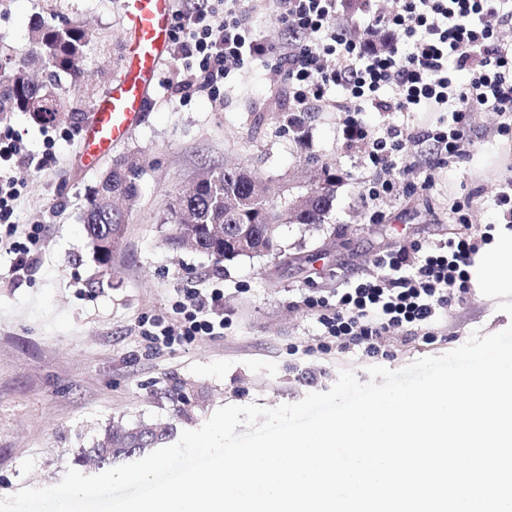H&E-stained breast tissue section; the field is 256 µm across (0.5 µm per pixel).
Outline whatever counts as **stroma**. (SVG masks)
I'll return each instance as SVG.
<instances>
[{"instance_id": "obj_1", "label": "stroma", "mask_w": 512, "mask_h": 512, "mask_svg": "<svg viewBox=\"0 0 512 512\" xmlns=\"http://www.w3.org/2000/svg\"><path fill=\"white\" fill-rule=\"evenodd\" d=\"M253 26L285 43L292 34L272 0H246ZM88 29L78 78L63 77L68 119L35 123L25 112L0 119V140L20 139L33 166L18 165L22 183L11 223L0 224V497L60 482L74 452L112 426L170 423L199 428L219 407H274L328 391L340 370L367 382L371 359L321 347V330L302 296L335 298L344 281L375 275V255L413 242L454 237L452 201H470L474 234L494 223V198L512 176V130L487 109L471 114L469 158L439 165L431 143L413 149L416 179L408 194L401 168L389 196L372 200L375 173L361 145L349 143L346 113L327 102L296 108L282 71L253 64L232 70L219 95L192 87L181 63L161 66L152 102L127 138L90 169L79 162L81 131L94 100L109 86L125 52L123 0H0V54L26 47L43 18ZM299 111L300 133L284 132L281 114ZM137 157L142 175L135 204L107 263L83 229L87 200L113 163ZM238 165L257 174L276 205L310 188L321 169L339 183L329 215L316 225L280 222L279 252L221 263L165 242L172 197L204 172ZM30 246L17 269L16 249ZM224 292V332L171 347L150 343L151 322H176V308L210 289ZM512 325V296L468 295L433 326L430 341L387 340L381 364L398 370L439 356L472 335ZM194 392L188 417L166 393Z\"/></svg>"}]
</instances>
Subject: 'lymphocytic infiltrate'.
I'll list each match as a JSON object with an SVG mask.
<instances>
[{"label":"lymphocytic infiltrate","instance_id":"obj_1","mask_svg":"<svg viewBox=\"0 0 512 512\" xmlns=\"http://www.w3.org/2000/svg\"><path fill=\"white\" fill-rule=\"evenodd\" d=\"M286 26L300 42L279 47L250 25L240 0H224V16L201 7L173 16L171 40L176 60L194 65L198 89L219 94L232 68L262 61L283 70L295 105L327 100L343 92L337 111L435 112L424 129H370L350 122L349 138L365 144L364 159L375 170L371 196L391 192L388 177L409 146L432 142L449 162L470 155L469 118L487 106L512 115V42L500 35L512 23V0H399L394 11L370 10L363 34L339 21L343 0H274ZM21 147L0 145V224L13 214L18 181L14 168ZM479 250L468 233L442 242L413 243L377 254L376 276L349 283L335 301L304 297L323 328L324 348L386 356L385 341L399 333L426 339L440 315L462 304L470 290L465 268ZM221 298L220 289L179 304L180 328L159 330L164 343L216 335L205 315Z\"/></svg>","mask_w":512,"mask_h":512}]
</instances>
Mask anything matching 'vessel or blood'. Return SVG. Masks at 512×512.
Masks as SVG:
<instances>
[{
	"label": "vessel or blood",
	"mask_w": 512,
	"mask_h": 512,
	"mask_svg": "<svg viewBox=\"0 0 512 512\" xmlns=\"http://www.w3.org/2000/svg\"><path fill=\"white\" fill-rule=\"evenodd\" d=\"M130 32L122 72L92 105L80 161L93 166L126 138L146 111L160 66L171 54L173 0H125Z\"/></svg>",
	"instance_id": "b4317fda"
}]
</instances>
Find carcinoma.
Wrapping results in <instances>:
<instances>
[{
    "label": "carcinoma",
    "instance_id": "1",
    "mask_svg": "<svg viewBox=\"0 0 512 512\" xmlns=\"http://www.w3.org/2000/svg\"><path fill=\"white\" fill-rule=\"evenodd\" d=\"M89 33L82 27L60 25L52 21H41L35 25L31 46L22 53L5 59L0 58V84L8 87L7 96L0 98V117L10 112H27L40 124L50 125L65 119L64 89L61 76H75L80 72L84 47ZM38 62L45 79L32 81L27 74L29 62ZM140 169L132 159L115 164L87 201L83 223L86 236L94 250L110 256L109 238L122 230L123 213L105 204V200L119 195L129 202L137 197V181ZM258 185L257 178L246 171L232 169L214 170L194 183L189 190L174 195L170 204L168 223L174 225L166 238L168 245L180 247L186 239L195 242V249L215 257L220 263L223 258L215 256L214 241L207 233L209 224H222L228 236L234 237L243 231L254 236L257 248L269 244L261 232V225L275 224L279 220L276 207L263 195L256 196V208L250 215L235 208L231 199L252 193ZM334 192L324 189L313 191L312 207L305 213H290L298 224H321L331 210ZM150 433L135 447L141 449L139 456L153 452L174 438L176 428L172 425L149 424ZM127 429L106 430L103 438L92 444L94 448L112 449L109 463L132 460L126 453Z\"/></svg>",
    "mask_w": 512,
    "mask_h": 512
}]
</instances>
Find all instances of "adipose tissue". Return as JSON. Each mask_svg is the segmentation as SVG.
<instances>
[{
    "mask_svg": "<svg viewBox=\"0 0 512 512\" xmlns=\"http://www.w3.org/2000/svg\"><path fill=\"white\" fill-rule=\"evenodd\" d=\"M491 236L467 268L472 288L485 298L512 293V230L501 222Z\"/></svg>",
    "mask_w": 512,
    "mask_h": 512,
    "instance_id": "ef3b65f1",
    "label": "adipose tissue"
}]
</instances>
